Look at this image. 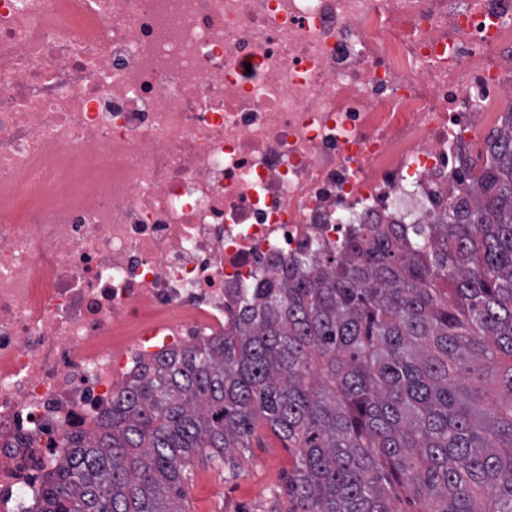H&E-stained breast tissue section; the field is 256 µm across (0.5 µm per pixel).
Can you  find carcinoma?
Here are the masks:
<instances>
[{
    "instance_id": "cac0c4a2",
    "label": "carcinoma",
    "mask_w": 512,
    "mask_h": 512,
    "mask_svg": "<svg viewBox=\"0 0 512 512\" xmlns=\"http://www.w3.org/2000/svg\"><path fill=\"white\" fill-rule=\"evenodd\" d=\"M232 305L66 438L35 512H187L194 459L237 474L259 421L289 512H512V129L440 223L350 224Z\"/></svg>"
}]
</instances>
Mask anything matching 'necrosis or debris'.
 I'll list each match as a JSON object with an SVG mask.
<instances>
[{
    "label": "necrosis or debris",
    "instance_id": "1",
    "mask_svg": "<svg viewBox=\"0 0 512 512\" xmlns=\"http://www.w3.org/2000/svg\"><path fill=\"white\" fill-rule=\"evenodd\" d=\"M512 0H0V512L154 355L351 224H434Z\"/></svg>",
    "mask_w": 512,
    "mask_h": 512
}]
</instances>
